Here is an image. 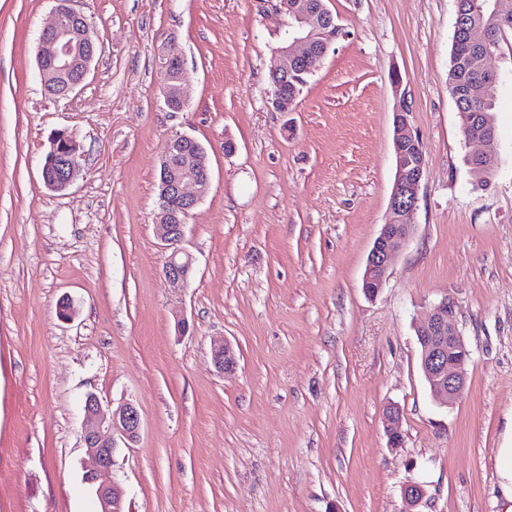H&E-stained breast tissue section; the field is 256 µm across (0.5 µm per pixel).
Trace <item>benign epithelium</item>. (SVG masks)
I'll use <instances>...</instances> for the list:
<instances>
[{
	"label": "benign epithelium",
	"mask_w": 512,
	"mask_h": 512,
	"mask_svg": "<svg viewBox=\"0 0 512 512\" xmlns=\"http://www.w3.org/2000/svg\"><path fill=\"white\" fill-rule=\"evenodd\" d=\"M58 2L52 24L39 38L37 61L43 83L52 86L56 95L66 97L85 82L90 65L101 48L91 33L87 17L67 7V0ZM278 10L290 20L286 21L288 37L278 47L284 63L272 72L273 104L279 112H290L292 106L282 88L288 81L296 82L300 75L314 72L326 56L329 43L316 44L317 23H326L331 11L325 0H320L316 7L306 2L291 5L288 0H279ZM159 59L160 94L165 102L182 110L188 103V92L176 41L165 42ZM410 115L405 101L394 112L395 178L388 219L375 238L365 264L363 288L369 296L376 295L382 288L392 258L405 248L413 233L409 217L416 207L425 155L419 138L410 131ZM462 132L467 142L477 141L483 145V149L473 156H497L498 143L494 133L472 134L465 127ZM188 139L190 136L185 134L169 139L161 158L162 173L158 183L159 214L155 232L170 249L163 273L174 289L186 287L193 276V258L182 243L187 220L207 194L211 183L203 147L188 153L178 151V143ZM79 169L74 137L66 131L56 133L42 167L45 185L62 191L71 185ZM416 336L422 349L421 369L432 394L449 400L454 398L465 384L471 352L459 329L453 302L445 298L434 305L428 320L416 326ZM212 360L222 373L231 372L237 366L235 352L227 340L214 346ZM84 414L87 421L84 444L90 459L84 471V482L93 486L100 512H125L124 490L114 475V457L118 443L129 448L138 441L141 432L139 410L134 403L125 401L107 414L99 398L89 394L84 402ZM399 421V410L389 408L386 432L392 447L401 442ZM424 495L423 486L416 481L409 480L403 485V497L412 507L420 505Z\"/></svg>",
	"instance_id": "7a95c632"
}]
</instances>
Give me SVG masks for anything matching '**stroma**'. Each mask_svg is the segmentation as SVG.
<instances>
[{
    "instance_id": "1",
    "label": "stroma",
    "mask_w": 512,
    "mask_h": 512,
    "mask_svg": "<svg viewBox=\"0 0 512 512\" xmlns=\"http://www.w3.org/2000/svg\"><path fill=\"white\" fill-rule=\"evenodd\" d=\"M275 4L69 0L102 51L63 99L37 64L56 0H0V512H98L83 481L90 393L141 416L139 441L115 456L128 512H404L410 480L426 489L418 512H503L512 88L483 184L464 162L480 145L465 142L448 90L455 0H327L341 34L292 110L276 111ZM171 38L190 93L179 112L159 92ZM403 101L426 169L413 235L371 299L362 276L389 208ZM61 130L80 171L58 192L41 171ZM179 133L205 149L211 186L188 219L195 274L177 292L154 224L161 156ZM445 298L471 351L447 406L415 332ZM222 339L238 360L225 374L211 359Z\"/></svg>"
}]
</instances>
